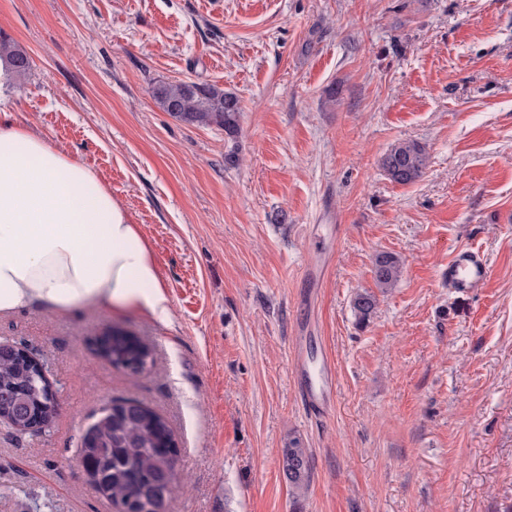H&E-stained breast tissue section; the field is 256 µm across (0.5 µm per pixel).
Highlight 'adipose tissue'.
Here are the masks:
<instances>
[{
  "label": "adipose tissue",
  "mask_w": 512,
  "mask_h": 512,
  "mask_svg": "<svg viewBox=\"0 0 512 512\" xmlns=\"http://www.w3.org/2000/svg\"><path fill=\"white\" fill-rule=\"evenodd\" d=\"M105 305L172 317L151 252L94 173L0 120V313Z\"/></svg>",
  "instance_id": "obj_1"
}]
</instances>
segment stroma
I'll use <instances>...</instances> for the list:
<instances>
[{
	"label": "stroma",
	"mask_w": 512,
	"mask_h": 512,
	"mask_svg": "<svg viewBox=\"0 0 512 512\" xmlns=\"http://www.w3.org/2000/svg\"><path fill=\"white\" fill-rule=\"evenodd\" d=\"M0 34L34 62L0 85L13 121L110 189L173 310L0 316L61 392L49 432L0 425V512H114L75 455L116 398L172 429L167 512H512V0H0ZM159 80L235 93L239 134L163 112ZM408 140L429 164L401 185L380 159ZM464 246L491 275L459 294ZM382 253L402 267L388 289ZM115 326L151 347L144 374L98 354ZM298 345L334 364L324 411ZM401 274L400 261L391 254L377 256L374 265V279L378 288H391ZM293 366L301 387V394L305 402L312 407H320L322 395H330L334 389V375L331 362L326 359L323 365V382L319 392L312 387L308 380V362L303 350L296 347L293 354ZM281 469L293 498L297 499L308 489L312 473L308 448L302 438H291L283 448Z\"/></svg>",
	"instance_id": "35a3bbf8"
}]
</instances>
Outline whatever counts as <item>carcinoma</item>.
Masks as SVG:
<instances>
[{
  "label": "carcinoma",
  "instance_id": "1",
  "mask_svg": "<svg viewBox=\"0 0 512 512\" xmlns=\"http://www.w3.org/2000/svg\"><path fill=\"white\" fill-rule=\"evenodd\" d=\"M28 52L8 37L0 36V73L11 81L24 79L32 68ZM151 94L160 108L183 122L215 126L229 136L238 134L241 107L238 96L216 84L194 81H158ZM425 146L402 141L383 156L381 166L398 184L419 179L427 165ZM401 274L400 261L391 254L377 256L374 279L377 287L391 288ZM376 305L364 291L353 299L358 320L366 322ZM98 353L115 364L141 362L151 351L134 334L122 328L103 331ZM59 413L47 380L20 354L0 359V414L10 419L18 434L27 433L31 422H53ZM172 439L168 422L160 414L133 399L112 401V411L96 421L84 438L80 453L94 489L125 512H149L147 505L159 494L172 493L168 482L174 463L163 443ZM281 469L293 498L308 489L311 464L303 439L293 437L282 451Z\"/></svg>",
  "mask_w": 512,
  "mask_h": 512
}]
</instances>
